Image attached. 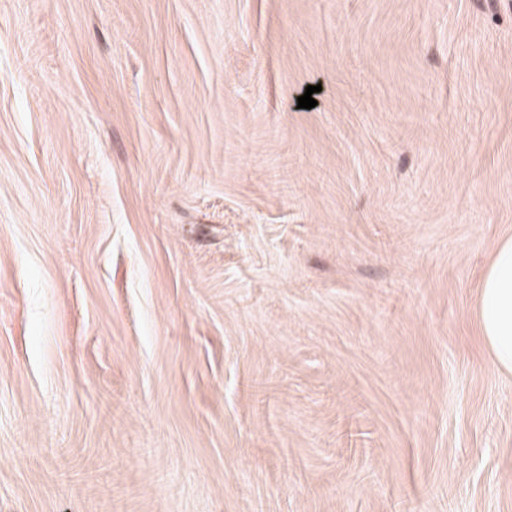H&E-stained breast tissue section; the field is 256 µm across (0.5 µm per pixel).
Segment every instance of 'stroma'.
I'll list each match as a JSON object with an SVG mask.
<instances>
[{"mask_svg":"<svg viewBox=\"0 0 512 512\" xmlns=\"http://www.w3.org/2000/svg\"><path fill=\"white\" fill-rule=\"evenodd\" d=\"M506 237L512 0H0V512H512ZM478 317L495 363L512 372V238L502 240L495 250L482 283Z\"/></svg>","mask_w":512,"mask_h":512,"instance_id":"obj_1","label":"stroma"}]
</instances>
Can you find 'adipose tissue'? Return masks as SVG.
<instances>
[{"label": "adipose tissue", "mask_w": 512, "mask_h": 512, "mask_svg": "<svg viewBox=\"0 0 512 512\" xmlns=\"http://www.w3.org/2000/svg\"><path fill=\"white\" fill-rule=\"evenodd\" d=\"M478 317L495 363L512 372V238L502 240L495 250L482 283Z\"/></svg>", "instance_id": "1"}]
</instances>
